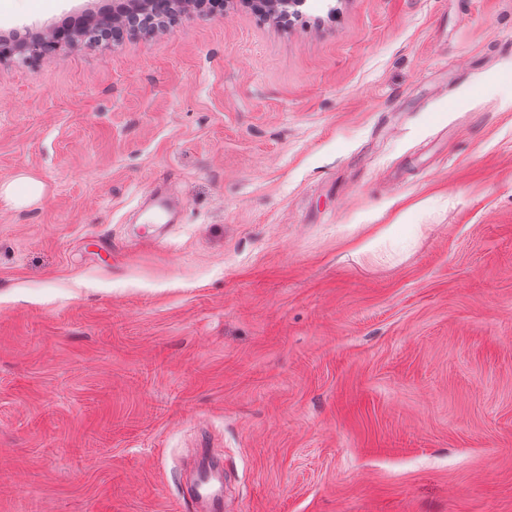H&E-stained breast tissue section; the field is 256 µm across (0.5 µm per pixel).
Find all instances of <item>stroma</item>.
<instances>
[{"instance_id": "stroma-1", "label": "stroma", "mask_w": 512, "mask_h": 512, "mask_svg": "<svg viewBox=\"0 0 512 512\" xmlns=\"http://www.w3.org/2000/svg\"><path fill=\"white\" fill-rule=\"evenodd\" d=\"M303 11L0 60V512H512V0ZM16 182L25 185V192L20 194L16 190ZM43 193V185L34 178L22 176L17 181L0 185V197L12 202L18 207L28 206L40 199ZM187 495L194 512H224V467L221 460L200 457L192 471Z\"/></svg>"}]
</instances>
